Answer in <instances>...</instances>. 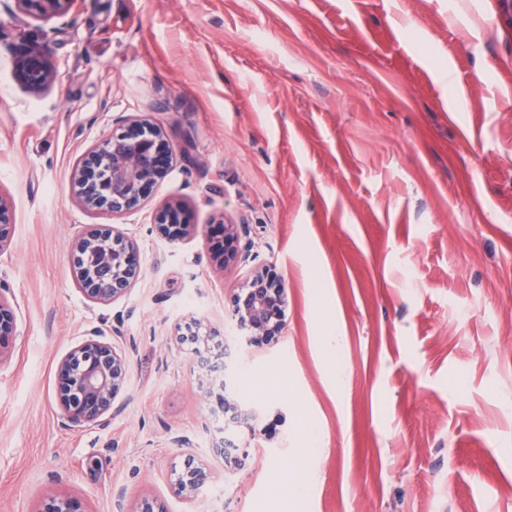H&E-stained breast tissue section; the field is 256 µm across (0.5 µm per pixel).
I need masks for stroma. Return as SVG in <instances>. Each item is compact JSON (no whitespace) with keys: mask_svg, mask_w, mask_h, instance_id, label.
<instances>
[{"mask_svg":"<svg viewBox=\"0 0 512 512\" xmlns=\"http://www.w3.org/2000/svg\"><path fill=\"white\" fill-rule=\"evenodd\" d=\"M0 0V282L17 338L0 355V512L54 495L89 512H512V21L500 0H80L51 19ZM57 80L27 88L18 57ZM159 123L167 176L138 209L82 211L70 175L122 120ZM184 206L188 233L154 216ZM235 254L217 242L225 225ZM109 225L141 276L109 305L71 270ZM269 265L284 325L248 346L231 298ZM224 336L203 376L175 324ZM345 337L344 381L323 347ZM94 328L129 370L111 423L68 429L58 361ZM234 369L256 408L217 454L209 386ZM186 447H178L175 437ZM211 479L193 501L185 459ZM314 473L301 497L289 484ZM173 484L178 494L187 502L192 501L200 488L210 478L204 464H194L188 462L181 470L175 469L172 473Z\"/></svg>","mask_w":512,"mask_h":512,"instance_id":"obj_1","label":"stroma"}]
</instances>
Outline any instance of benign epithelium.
Wrapping results in <instances>:
<instances>
[{
	"label": "benign epithelium",
	"instance_id": "7a95c632",
	"mask_svg": "<svg viewBox=\"0 0 512 512\" xmlns=\"http://www.w3.org/2000/svg\"><path fill=\"white\" fill-rule=\"evenodd\" d=\"M16 11L28 17L50 19L68 12L76 0H14ZM26 71L28 86L35 91L50 88L56 73L46 65L29 67L27 57L19 59ZM169 144L163 131L138 119L129 118L112 134L90 145L74 166L71 183L78 204L91 213L119 214L136 209L142 189L166 174ZM170 208L156 216L159 234L179 239L186 231L169 220ZM9 201L0 195V250L9 244ZM138 245L109 227H96L75 244L72 264L75 277L89 301L106 305L126 295L140 277L136 261ZM0 286V353L15 336V315ZM233 314L251 346L270 343L282 329L284 291L271 270H260L246 288L232 299ZM176 338L193 346L200 367L208 364L207 354L223 348L221 332L200 320L190 326L176 325ZM128 360L112 337L93 329L58 363L57 397L62 424L71 429L106 427L112 420V408L127 385ZM217 407L228 421L249 424L256 411L242 405L224 382L217 395ZM210 478L205 465L189 462L173 471L178 494L192 501ZM37 512H89L71 497H51Z\"/></svg>",
	"mask_w": 512,
	"mask_h": 512
}]
</instances>
